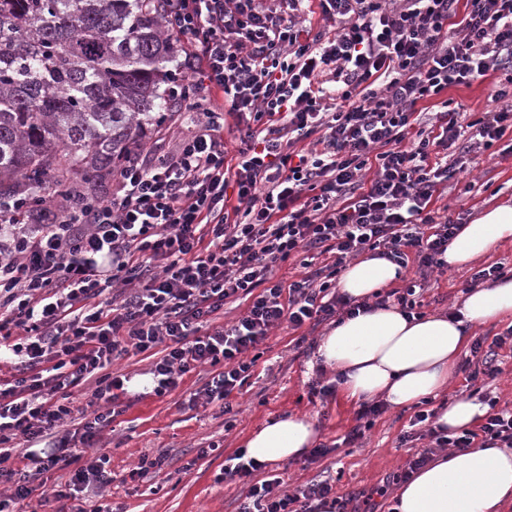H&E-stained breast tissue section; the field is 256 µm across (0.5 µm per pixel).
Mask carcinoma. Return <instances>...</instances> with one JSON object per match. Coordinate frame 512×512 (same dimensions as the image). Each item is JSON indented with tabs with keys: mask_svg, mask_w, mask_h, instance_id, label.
<instances>
[{
	"mask_svg": "<svg viewBox=\"0 0 512 512\" xmlns=\"http://www.w3.org/2000/svg\"><path fill=\"white\" fill-rule=\"evenodd\" d=\"M169 0H0V207L112 177L187 86ZM167 88H162V85Z\"/></svg>",
	"mask_w": 512,
	"mask_h": 512,
	"instance_id": "1",
	"label": "carcinoma"
}]
</instances>
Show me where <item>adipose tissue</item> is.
Returning a JSON list of instances; mask_svg holds the SVG:
<instances>
[{
  "mask_svg": "<svg viewBox=\"0 0 512 512\" xmlns=\"http://www.w3.org/2000/svg\"><path fill=\"white\" fill-rule=\"evenodd\" d=\"M512 240V205L485 209L463 225L448 245L449 268L470 263L496 243ZM397 264L365 257L349 265L339 288L370 310L344 317L318 341L316 360L338 374V388L350 401L382 398L394 407H411L447 389L471 330L512 318V279L469 291L453 315H406L396 306L372 304L373 295L398 281ZM487 404L461 398L441 407L436 423L447 431L475 425ZM318 433L313 421L289 414L252 431L244 442L247 457L278 463L304 455ZM394 512H505L512 505V448L488 444L451 449L433 457L402 482Z\"/></svg>",
  "mask_w": 512,
  "mask_h": 512,
  "instance_id": "obj_1",
  "label": "adipose tissue"
}]
</instances>
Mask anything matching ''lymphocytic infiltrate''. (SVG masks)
Here are the masks:
<instances>
[{
  "instance_id": "lymphocytic-infiltrate-1",
  "label": "lymphocytic infiltrate",
  "mask_w": 512,
  "mask_h": 512,
  "mask_svg": "<svg viewBox=\"0 0 512 512\" xmlns=\"http://www.w3.org/2000/svg\"><path fill=\"white\" fill-rule=\"evenodd\" d=\"M456 2L319 0L326 29L313 36L300 22L304 0H172L167 29L191 46L184 63L198 97L222 95L224 109L203 113L173 155L148 165L130 152L110 198L75 190L39 200L51 223L0 210V367L17 372L0 383V512L32 497L55 512H104L35 480L70 467L72 485L111 484L108 457L86 450L126 391L115 360L162 349L150 369L159 397L213 367L189 402L224 401L252 377L272 329L355 315V302L331 289L348 260L370 252L416 264L423 277L444 267L460 226L431 202L457 168L431 149L470 129L487 149L512 129V0H469L452 25ZM496 71L494 107L481 117L462 123L449 100L435 120L416 114L418 101ZM228 115L245 129L233 160ZM411 133L418 143L408 149ZM314 249L332 264L312 268ZM291 259L304 275L270 283L271 268ZM240 295L251 300L246 313L211 327ZM89 380L86 405L74 406L73 389ZM488 405L476 433L445 435L430 426L431 410L414 421L438 448H470L479 436L511 448L512 410ZM67 422L73 432L54 438ZM20 437L32 448L18 455ZM262 468L239 453L225 463V480L250 484L240 512L341 504L326 480L293 494L276 478L253 482Z\"/></svg>"
}]
</instances>
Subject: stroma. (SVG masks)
<instances>
[{
    "label": "stroma",
    "mask_w": 512,
    "mask_h": 512,
    "mask_svg": "<svg viewBox=\"0 0 512 512\" xmlns=\"http://www.w3.org/2000/svg\"><path fill=\"white\" fill-rule=\"evenodd\" d=\"M498 74L449 86L441 95L419 101L417 111L440 112L443 100L462 104L476 114L491 106L489 95ZM223 99L195 101L177 99L171 104L161 125L147 127L140 143L143 158L173 151L194 130L189 115L223 107ZM512 203V133L495 142L490 149L471 153L464 171L456 173L436 193L433 209L445 211L460 224H468L483 210L500 203ZM500 265L512 278V241L501 242L469 265L434 272L428 276L423 293L422 313L451 311L466 294L474 273L490 265ZM327 329L326 324L304 325L300 330L280 326L271 330L260 350L262 356L255 375L241 390L233 392L231 413L220 403L184 408L190 393L210 379L209 369L199 368L187 374L179 388L157 397L129 390L119 402L110 431L104 432L94 452L107 456L112 482L95 487L94 504L110 512H239L247 487L222 479L224 461L233 455L250 432L271 419L304 414L315 423L321 444L330 452L315 462L288 460L269 465L266 475H279L285 490L292 491L312 480H330L337 496L348 501L350 512L361 508L365 494L385 487L376 497L375 512H393L395 480L406 462L428 448L429 439L404 441L410 429L414 408H386L361 439L344 443V435L356 426L358 406L343 395L320 400L310 393L317 380L331 382V375H317L311 369L314 344ZM512 329L504 321L473 330L471 339L490 354L498 373L488 382L487 392L497 396L500 407L512 408V348L496 347L494 340ZM217 444L216 452L201 456L202 448ZM166 453L161 470L137 475L142 457Z\"/></svg>",
    "instance_id": "35a3bbf8"
}]
</instances>
